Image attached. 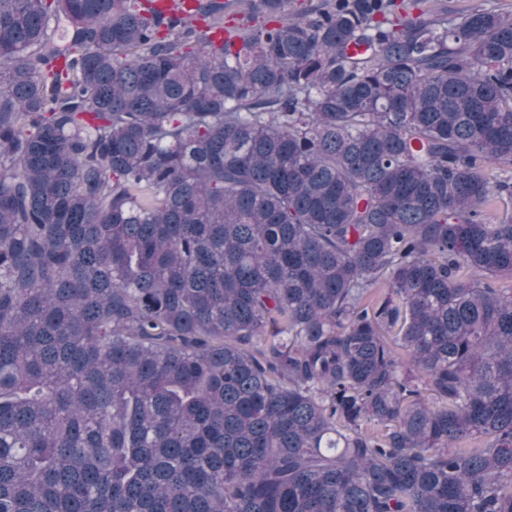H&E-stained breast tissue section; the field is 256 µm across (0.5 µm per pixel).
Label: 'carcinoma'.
Here are the masks:
<instances>
[{
    "label": "carcinoma",
    "mask_w": 512,
    "mask_h": 512,
    "mask_svg": "<svg viewBox=\"0 0 512 512\" xmlns=\"http://www.w3.org/2000/svg\"><path fill=\"white\" fill-rule=\"evenodd\" d=\"M173 2L0 0V512H512V12Z\"/></svg>",
    "instance_id": "1"
}]
</instances>
